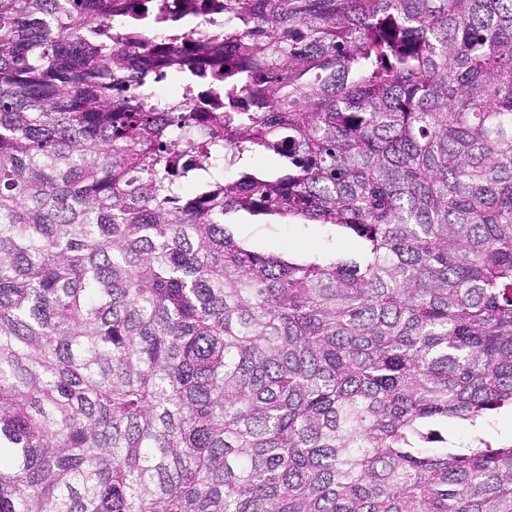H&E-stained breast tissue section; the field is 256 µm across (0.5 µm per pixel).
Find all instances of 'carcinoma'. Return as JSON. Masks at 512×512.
Listing matches in <instances>:
<instances>
[{"label": "carcinoma", "instance_id": "cac0c4a2", "mask_svg": "<svg viewBox=\"0 0 512 512\" xmlns=\"http://www.w3.org/2000/svg\"><path fill=\"white\" fill-rule=\"evenodd\" d=\"M223 2L0 0V512H512V0ZM235 235L262 250L280 253L296 252L313 256L325 252L351 251L353 242L337 237L322 224H288L263 216H231Z\"/></svg>", "mask_w": 512, "mask_h": 512}]
</instances>
